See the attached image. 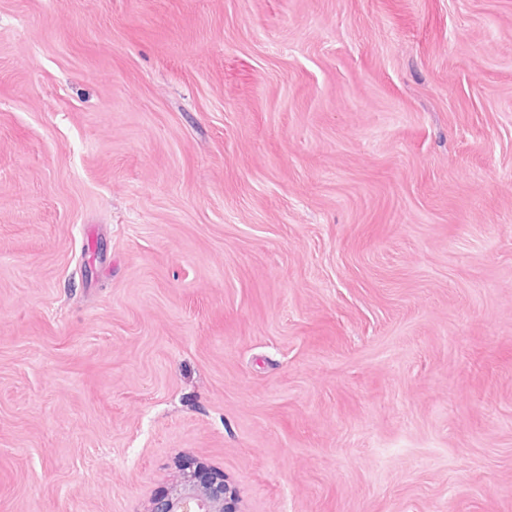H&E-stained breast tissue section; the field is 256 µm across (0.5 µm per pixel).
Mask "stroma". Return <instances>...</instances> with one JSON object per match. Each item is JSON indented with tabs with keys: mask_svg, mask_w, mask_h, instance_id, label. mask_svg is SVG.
<instances>
[{
	"mask_svg": "<svg viewBox=\"0 0 512 512\" xmlns=\"http://www.w3.org/2000/svg\"><path fill=\"white\" fill-rule=\"evenodd\" d=\"M512 512V0H0V512ZM223 480L183 474L171 489L150 500L147 512H237Z\"/></svg>",
	"mask_w": 512,
	"mask_h": 512,
	"instance_id": "stroma-1",
	"label": "stroma"
}]
</instances>
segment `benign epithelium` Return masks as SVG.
Segmentation results:
<instances>
[{
  "label": "benign epithelium",
  "mask_w": 512,
  "mask_h": 512,
  "mask_svg": "<svg viewBox=\"0 0 512 512\" xmlns=\"http://www.w3.org/2000/svg\"><path fill=\"white\" fill-rule=\"evenodd\" d=\"M147 512H237L224 481L186 473L150 500Z\"/></svg>",
  "instance_id": "1"
}]
</instances>
